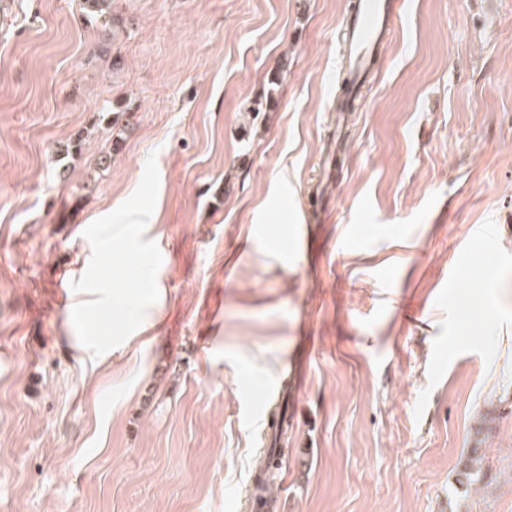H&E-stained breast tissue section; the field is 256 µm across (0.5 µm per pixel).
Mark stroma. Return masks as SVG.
<instances>
[{
	"instance_id": "obj_1",
	"label": "stroma",
	"mask_w": 512,
	"mask_h": 512,
	"mask_svg": "<svg viewBox=\"0 0 512 512\" xmlns=\"http://www.w3.org/2000/svg\"><path fill=\"white\" fill-rule=\"evenodd\" d=\"M7 3L0 512H252L275 410L270 512H512V0H401L351 112L352 0ZM152 154L165 293L95 358L83 232ZM460 464L455 478L460 486L468 488L482 481V456L479 455V448H471L470 453L461 459Z\"/></svg>"
}]
</instances>
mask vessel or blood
I'll return each mask as SVG.
<instances>
[{"label": "vessel or blood", "mask_w": 512, "mask_h": 512, "mask_svg": "<svg viewBox=\"0 0 512 512\" xmlns=\"http://www.w3.org/2000/svg\"><path fill=\"white\" fill-rule=\"evenodd\" d=\"M398 7V0H354L345 49L351 86H359L369 75L377 47Z\"/></svg>", "instance_id": "1"}]
</instances>
